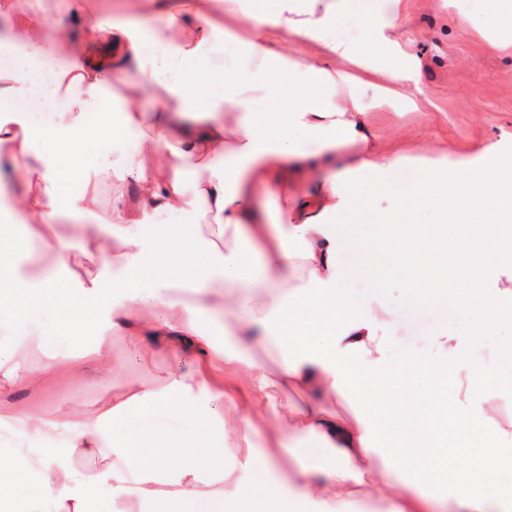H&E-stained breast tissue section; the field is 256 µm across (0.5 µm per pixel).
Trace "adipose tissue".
<instances>
[{
    "mask_svg": "<svg viewBox=\"0 0 512 512\" xmlns=\"http://www.w3.org/2000/svg\"><path fill=\"white\" fill-rule=\"evenodd\" d=\"M158 21L151 54L141 52L143 37L129 20L96 21L86 26L85 45L53 71L51 94L60 120L36 130L13 101L38 96L43 57L39 45H68L67 28L39 17L32 0H0V13L12 20L15 34L0 41V55L20 54L21 64L0 67V172L21 175L23 188L7 207L20 217L24 237L55 256L57 272L32 279L14 268L0 269V308L13 296L24 297L34 316L44 297L72 288L94 298L112 273H119L129 290L128 304L112 311L113 331L127 336L134 348L164 339L202 355L200 370L191 377L167 375L161 388H140L116 395L111 408L87 417L63 421L34 416L23 419L17 453L37 452L38 473L29 480L31 500L54 496V477L61 467L60 446L99 454L103 426L131 412L143 415L163 406L173 419L191 418L197 427L187 436L177 430H141L114 439L112 465L99 475L113 498L134 497L144 512H196L201 503L213 512H254L246 473L256 463L277 472L275 461L255 448L257 429L247 418L237 422V434L247 454L234 470H225L223 418L214 408L237 411L241 396L225 389L224 371L244 363L237 345H217L200 324V309L182 306L172 288H202L211 274H220L235 297L233 311L242 335L257 341L283 342L290 355L277 372L252 365V387L269 408L271 419L286 424L283 446L299 459L304 438L320 439L329 461L321 467L301 463L294 480L279 477L263 512H283L288 495L317 499L320 512H348L353 488L376 490L403 484L399 460L409 458L427 483L447 487L448 494H428L427 483L406 485L407 493L392 512H512V494L496 492L482 474L488 463L512 466V448L487 426V401L512 397V377L495 372L484 360L483 326L512 318V286L492 288L493 268H512V149L503 140L489 142L464 171L432 168L411 187L397 212L385 216L388 230L375 236L377 252L389 250L396 238L408 247L402 265L410 293L425 300L462 281L467 285L456 300L462 308L479 305L480 324L468 331L440 330L434 343L437 357L411 353L400 359L388 355L390 336L376 313H362L340 296L336 253L342 238L362 241L365 225L374 223L369 197L372 190L391 192L399 160L364 159L348 168L347 190L328 179L312 195L297 199L281 211L279 221L267 223L256 208L259 194L280 195L291 181L314 166L336 161L338 145L370 143L357 116L359 100L341 107L329 100L325 88L336 79L330 62L349 57L365 71L387 65L391 81L410 72L387 34L395 18L377 19L375 0H224V12L241 16L251 33L246 47L257 55L254 66L227 76L224 94L206 98L205 80L184 82L183 70L208 54L219 30L216 14L187 12L173 0H151ZM351 15L371 25L377 52L360 53L336 35L338 18ZM319 43L318 61H293L280 80L271 81L268 65L281 58V32ZM147 88L164 84L170 106L155 114L158 137L140 138L134 151L120 161L103 160L96 176L108 187L104 223L88 228L95 240L111 241V249L88 251L81 273H72L73 257L50 228L59 217L79 222L98 204L96 191L75 196L65 193L72 169L55 163L35 168L32 144L36 137L82 149L89 138L90 113L112 111L116 81ZM275 111H266V104ZM237 115L234 126L224 123L225 112ZM174 155L204 170L196 182L184 181L180 168L166 157ZM140 189L130 203L127 187ZM427 206L440 223L460 228L459 248L448 253L437 231H425L408 218L410 209ZM495 212L496 227L481 226L482 210ZM157 219L145 231L139 214ZM183 213L214 218L217 233L201 245L193 224H165L163 215ZM338 221L325 223L327 214ZM69 271V278L58 275ZM265 291V311L252 312L257 289ZM163 306L179 310L180 322L164 318L143 320L136 309ZM432 375L431 395L411 390V381ZM309 391L315 398L305 406L289 403L288 393ZM357 391L382 409L374 418L367 409L340 417L326 400Z\"/></svg>",
    "mask_w": 512,
    "mask_h": 512,
    "instance_id": "adipose-tissue-1",
    "label": "adipose tissue"
}]
</instances>
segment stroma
I'll return each mask as SVG.
<instances>
[{"label": "stroma", "mask_w": 512, "mask_h": 512, "mask_svg": "<svg viewBox=\"0 0 512 512\" xmlns=\"http://www.w3.org/2000/svg\"><path fill=\"white\" fill-rule=\"evenodd\" d=\"M485 10V0H399L396 38L404 55L416 64L411 81L406 83L390 82L381 67L357 82L353 79L354 65L344 57L334 59L333 69L350 78L349 83L334 87L336 103L345 104L353 96L361 98L360 120L376 149L401 160L396 191L376 197V212L398 206L401 194L424 164L465 168L489 140L512 137V44L489 33L482 20ZM227 46V41L217 39L208 60L191 68L186 80L192 82L198 74H205L208 92L220 94L225 75L234 67L233 61L224 57ZM380 87L389 89L388 103L375 99L374 92ZM121 122L117 112L93 122L97 134L74 160L80 170H92L100 156L117 158L124 154V139L105 131L106 125L117 127ZM336 260L341 293L360 308L385 314L393 356L413 351L435 354L437 330L460 331L480 319L476 308L462 310L441 301L416 302L399 263L385 254H369L350 239L342 240ZM127 296V289L106 288L94 304V322L77 328L63 321L57 309L43 314L44 333L54 337L55 351L67 363L55 376L44 369L47 357L43 345L15 334L16 312L0 313V351L23 362L32 377L29 384L0 391V453L8 452L20 438V415L58 418L73 407L95 413L110 406L115 394L157 384L166 374H195L199 367L196 355L162 342L134 351L123 336L115 334L110 336L117 366L111 379L102 381L103 366L90 356L89 348L93 337L107 333L106 311L125 303ZM242 413L263 430L258 446L277 460L282 473L295 474L296 461L278 446L284 427L266 424L264 400L245 404ZM64 454L68 466L58 473L57 487L70 490L89 486L97 497L107 498V487L97 480L100 457L84 455L76 448L65 449Z\"/></svg>", "instance_id": "1"}]
</instances>
